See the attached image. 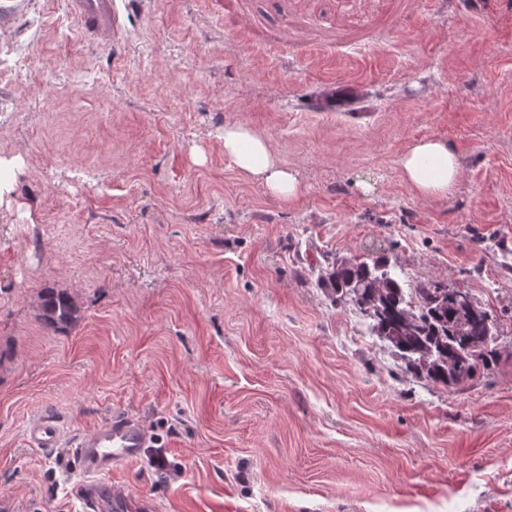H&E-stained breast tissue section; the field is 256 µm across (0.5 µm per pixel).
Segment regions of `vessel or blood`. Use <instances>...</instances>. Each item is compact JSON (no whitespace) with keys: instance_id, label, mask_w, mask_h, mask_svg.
Instances as JSON below:
<instances>
[{"instance_id":"b4317fda","label":"vessel or blood","mask_w":512,"mask_h":512,"mask_svg":"<svg viewBox=\"0 0 512 512\" xmlns=\"http://www.w3.org/2000/svg\"><path fill=\"white\" fill-rule=\"evenodd\" d=\"M69 4L84 36L105 40L118 36L122 22L117 0H69ZM27 439L32 447L47 451L70 449L86 476L76 486L85 512H152L150 501L102 481L104 475L134 459L145 447L147 433L139 420L112 417L72 435L61 421L45 416L28 429Z\"/></svg>"}]
</instances>
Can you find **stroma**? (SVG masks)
<instances>
[{"label":"stroma","mask_w":512,"mask_h":512,"mask_svg":"<svg viewBox=\"0 0 512 512\" xmlns=\"http://www.w3.org/2000/svg\"><path fill=\"white\" fill-rule=\"evenodd\" d=\"M84 37L68 0H0V502L83 512L70 451L130 416L158 440L109 483L160 512H512V0H120ZM294 170L288 204L224 156V126ZM439 138L455 189L398 159ZM384 257L467 291L501 358L408 373L325 261ZM80 314L53 328L46 289ZM403 181L419 196H448L460 176L458 155L439 139L413 143L398 159Z\"/></svg>","instance_id":"obj_1"}]
</instances>
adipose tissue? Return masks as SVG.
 <instances>
[{"mask_svg":"<svg viewBox=\"0 0 512 512\" xmlns=\"http://www.w3.org/2000/svg\"><path fill=\"white\" fill-rule=\"evenodd\" d=\"M224 155L247 179L264 185L268 193L284 202L298 198L295 172L283 166L270 141L242 124L224 127ZM403 181L419 196H447L460 176L458 155L439 139L413 143L398 159Z\"/></svg>","mask_w":512,"mask_h":512,"instance_id":"adipose-tissue-1","label":"adipose tissue"}]
</instances>
